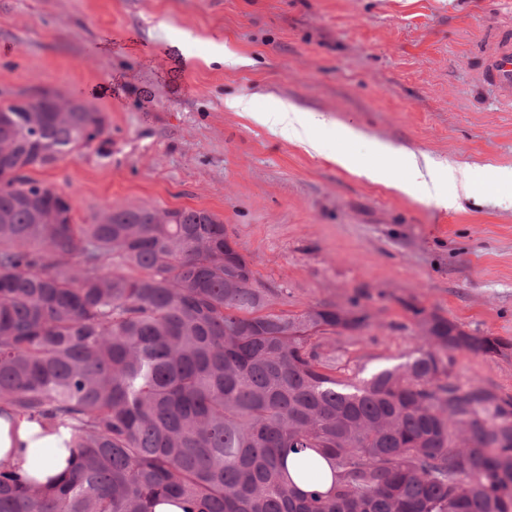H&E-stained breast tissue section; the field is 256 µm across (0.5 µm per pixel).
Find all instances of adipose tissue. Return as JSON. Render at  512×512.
Instances as JSON below:
<instances>
[{
  "label": "adipose tissue",
  "instance_id": "adipose-tissue-1",
  "mask_svg": "<svg viewBox=\"0 0 512 512\" xmlns=\"http://www.w3.org/2000/svg\"><path fill=\"white\" fill-rule=\"evenodd\" d=\"M228 108L244 113L273 134L298 143L307 151L322 150L321 131L335 129L343 142L342 150L332 160L340 168L402 191L418 189L421 201L442 208L455 206L457 191H469L476 184L490 181L508 188L506 197L512 204V167L490 166L482 170H463L455 165H439L428 156L412 151L394 149L378 142L372 143L368 160H361L350 146L362 139V131L338 123L322 112L303 110L285 101L271 102L267 109L254 111L244 97L227 100ZM67 429H45L25 418L0 414V460L15 465L20 474L31 482L46 485L70 466Z\"/></svg>",
  "mask_w": 512,
  "mask_h": 512
}]
</instances>
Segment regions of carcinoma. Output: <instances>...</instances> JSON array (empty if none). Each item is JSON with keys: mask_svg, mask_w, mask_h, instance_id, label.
<instances>
[{"mask_svg": "<svg viewBox=\"0 0 512 512\" xmlns=\"http://www.w3.org/2000/svg\"><path fill=\"white\" fill-rule=\"evenodd\" d=\"M84 103L0 106V412L72 431L38 486L0 461V512H512V400L451 381L499 355L415 304L426 347L367 377L326 342L365 317L277 309L205 210L107 209L79 223L27 175L92 148ZM318 460L288 474V455Z\"/></svg>", "mask_w": 512, "mask_h": 512, "instance_id": "obj_1", "label": "carcinoma"}]
</instances>
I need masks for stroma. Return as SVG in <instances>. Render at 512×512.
Returning <instances> with one entry per match:
<instances>
[{"label": "stroma", "mask_w": 512, "mask_h": 512, "mask_svg": "<svg viewBox=\"0 0 512 512\" xmlns=\"http://www.w3.org/2000/svg\"><path fill=\"white\" fill-rule=\"evenodd\" d=\"M512 0H0V104L86 93L107 141L32 178L78 221L110 208L202 209L223 221L276 308L367 313L329 341L349 372L405 361L417 304L512 342V205L479 186L423 204L224 106L246 96L332 114L371 140L470 167L512 165V110L474 80L477 40ZM240 63H212L213 45ZM452 381L512 399V349L455 352Z\"/></svg>", "instance_id": "obj_1"}]
</instances>
